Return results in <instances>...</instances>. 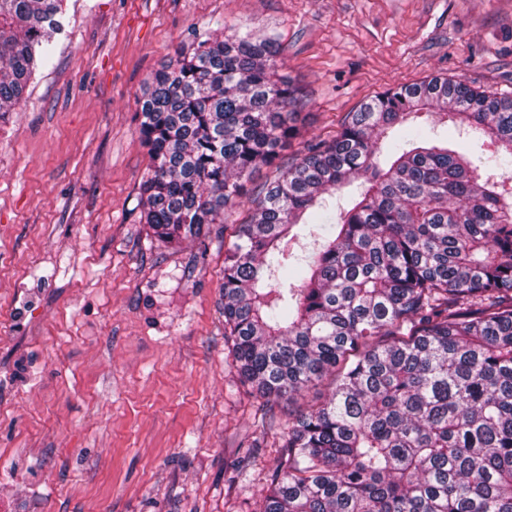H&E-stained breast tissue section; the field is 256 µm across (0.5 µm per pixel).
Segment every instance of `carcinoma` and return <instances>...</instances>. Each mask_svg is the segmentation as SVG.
Listing matches in <instances>:
<instances>
[{"label":"carcinoma","instance_id":"carcinoma-1","mask_svg":"<svg viewBox=\"0 0 512 512\" xmlns=\"http://www.w3.org/2000/svg\"><path fill=\"white\" fill-rule=\"evenodd\" d=\"M65 0H0V120L22 100ZM274 42L198 40L139 100L143 219L172 243L224 223L243 180L296 135ZM474 127L490 155L408 116ZM512 97L434 77L371 98L251 200L224 259V335L243 381L288 399L257 512H512ZM361 179L333 224L313 209ZM321 243L291 263L299 225Z\"/></svg>","mask_w":512,"mask_h":512}]
</instances>
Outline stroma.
I'll use <instances>...</instances> for the list:
<instances>
[{
	"mask_svg": "<svg viewBox=\"0 0 512 512\" xmlns=\"http://www.w3.org/2000/svg\"><path fill=\"white\" fill-rule=\"evenodd\" d=\"M0 120V512H255L289 419L224 337V257L251 194L388 89L439 76L512 96V0H65ZM275 39L298 134L223 223L142 219L137 102L203 35Z\"/></svg>",
	"mask_w": 512,
	"mask_h": 512,
	"instance_id": "1",
	"label": "stroma"
}]
</instances>
